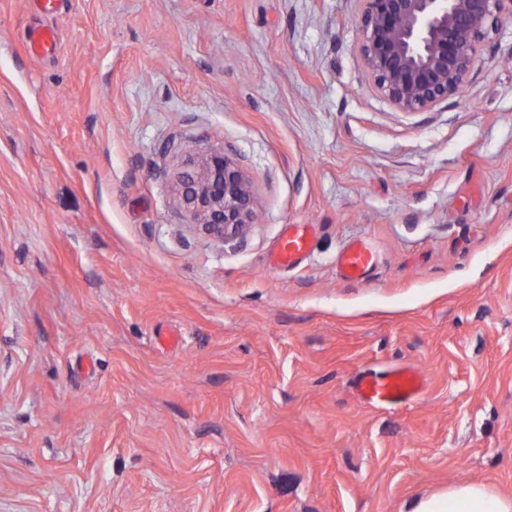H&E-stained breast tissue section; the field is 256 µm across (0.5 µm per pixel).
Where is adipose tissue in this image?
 Instances as JSON below:
<instances>
[{"mask_svg":"<svg viewBox=\"0 0 512 512\" xmlns=\"http://www.w3.org/2000/svg\"><path fill=\"white\" fill-rule=\"evenodd\" d=\"M409 512H512V498L485 484L462 482L446 492L419 499L410 505Z\"/></svg>","mask_w":512,"mask_h":512,"instance_id":"ef3b65f1","label":"adipose tissue"}]
</instances>
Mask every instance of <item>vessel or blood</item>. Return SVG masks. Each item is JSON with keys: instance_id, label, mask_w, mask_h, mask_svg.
Masks as SVG:
<instances>
[{"instance_id": "vessel-or-blood-1", "label": "vessel or blood", "mask_w": 512, "mask_h": 512, "mask_svg": "<svg viewBox=\"0 0 512 512\" xmlns=\"http://www.w3.org/2000/svg\"><path fill=\"white\" fill-rule=\"evenodd\" d=\"M56 41L50 28H38L28 33L29 50L41 55ZM310 234L307 225H290L287 235L279 244L273 263L282 268L296 266L308 253ZM376 262L374 251L363 243L348 244L339 254L337 265L344 280H362ZM425 389V379L416 368L399 366L383 373H364L353 383L356 398L367 405L389 407L419 397Z\"/></svg>"}]
</instances>
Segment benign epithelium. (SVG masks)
I'll return each instance as SVG.
<instances>
[{
  "label": "benign epithelium",
  "mask_w": 512,
  "mask_h": 512,
  "mask_svg": "<svg viewBox=\"0 0 512 512\" xmlns=\"http://www.w3.org/2000/svg\"><path fill=\"white\" fill-rule=\"evenodd\" d=\"M360 52L378 88L402 112H423L457 95L489 31L512 0H364ZM179 197L194 221L225 240L254 219L247 175L215 152L184 168Z\"/></svg>",
  "instance_id": "1"
}]
</instances>
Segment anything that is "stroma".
Wrapping results in <instances>:
<instances>
[{
    "mask_svg": "<svg viewBox=\"0 0 512 512\" xmlns=\"http://www.w3.org/2000/svg\"><path fill=\"white\" fill-rule=\"evenodd\" d=\"M363 9L0 0V512L512 497V20L460 94L407 113L364 64ZM36 24L54 57L28 55ZM214 151L250 180L240 240L177 193ZM289 224L316 233L276 268ZM355 240L377 259L352 283ZM401 365L421 397L357 400ZM375 252L364 243H350L339 254V273L346 281H360L375 265ZM425 378L411 366H399L383 373H363L353 382L356 398L367 405L389 407L419 397Z\"/></svg>",
    "mask_w": 512,
    "mask_h": 512,
    "instance_id": "obj_1",
    "label": "stroma"
}]
</instances>
